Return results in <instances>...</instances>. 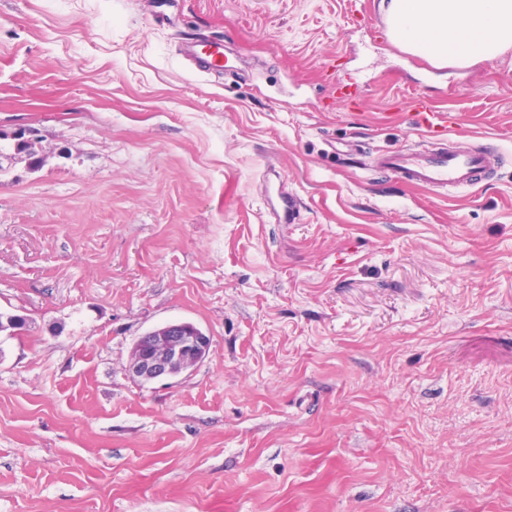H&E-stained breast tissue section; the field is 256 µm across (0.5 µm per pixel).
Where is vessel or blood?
I'll return each instance as SVG.
<instances>
[{
    "label": "vessel or blood",
    "instance_id": "b4317fda",
    "mask_svg": "<svg viewBox=\"0 0 512 512\" xmlns=\"http://www.w3.org/2000/svg\"><path fill=\"white\" fill-rule=\"evenodd\" d=\"M185 48L207 68L218 69L225 65L224 54L214 43L196 39L186 42ZM494 157L492 149L462 151L445 139L439 148L429 152H384L377 166L413 184L445 190L476 184L491 168Z\"/></svg>",
    "mask_w": 512,
    "mask_h": 512
}]
</instances>
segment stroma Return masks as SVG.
I'll return each instance as SVG.
<instances>
[{
	"instance_id": "obj_1",
	"label": "stroma",
	"mask_w": 512,
	"mask_h": 512,
	"mask_svg": "<svg viewBox=\"0 0 512 512\" xmlns=\"http://www.w3.org/2000/svg\"><path fill=\"white\" fill-rule=\"evenodd\" d=\"M417 96L484 180L375 168ZM0 311V512H512V49L434 68L379 0H0ZM171 322L206 357L140 383ZM186 51L195 56L200 62L205 64L208 69L228 68V59L221 51V46L213 42L201 41L199 39L185 42ZM139 337L128 371L146 382L172 378L200 361L209 337L187 322L168 323Z\"/></svg>"
}]
</instances>
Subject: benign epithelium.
<instances>
[{
    "instance_id": "7a95c632",
    "label": "benign epithelium",
    "mask_w": 512,
    "mask_h": 512,
    "mask_svg": "<svg viewBox=\"0 0 512 512\" xmlns=\"http://www.w3.org/2000/svg\"><path fill=\"white\" fill-rule=\"evenodd\" d=\"M208 341L187 322L168 323L139 337L128 371L146 382L168 379L198 363L209 348Z\"/></svg>"
}]
</instances>
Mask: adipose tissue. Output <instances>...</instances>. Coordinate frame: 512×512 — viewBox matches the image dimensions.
<instances>
[{
  "label": "adipose tissue",
  "mask_w": 512,
  "mask_h": 512,
  "mask_svg": "<svg viewBox=\"0 0 512 512\" xmlns=\"http://www.w3.org/2000/svg\"><path fill=\"white\" fill-rule=\"evenodd\" d=\"M389 37L444 67L512 49V0H381Z\"/></svg>",
  "instance_id": "adipose-tissue-1"
}]
</instances>
